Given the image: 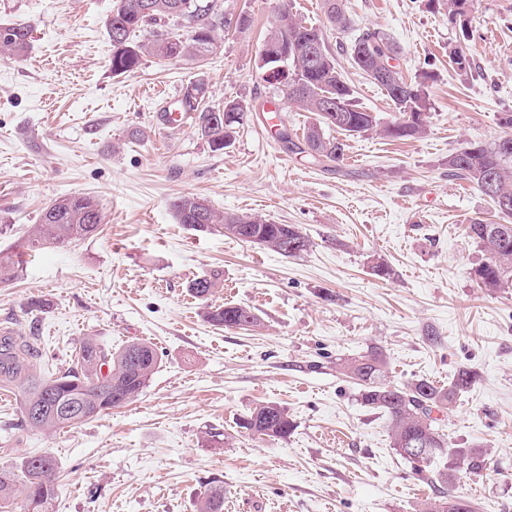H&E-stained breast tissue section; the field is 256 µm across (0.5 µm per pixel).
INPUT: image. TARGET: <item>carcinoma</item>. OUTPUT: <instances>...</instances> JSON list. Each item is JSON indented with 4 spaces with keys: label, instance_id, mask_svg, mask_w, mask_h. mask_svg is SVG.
<instances>
[{
    "label": "carcinoma",
    "instance_id": "carcinoma-1",
    "mask_svg": "<svg viewBox=\"0 0 512 512\" xmlns=\"http://www.w3.org/2000/svg\"><path fill=\"white\" fill-rule=\"evenodd\" d=\"M322 8L330 26L344 31L351 25L341 0H322ZM197 22L198 34L177 33L171 22ZM228 22L216 0H119L106 24L112 43L111 68L116 76L136 69L143 57L158 59H200L211 52L220 32ZM148 30L150 38L133 41L136 33ZM32 30L22 24L0 23V58L22 57L30 46ZM274 45L288 53L289 82L286 98L305 112L316 116L315 122L304 128L301 143L292 140L286 124L278 132L289 149L309 152L314 160L330 167L343 160L345 144L326 135L331 129L345 136L381 132L393 139L417 137L425 133L424 122L418 116L430 109L426 82L428 71L414 81L406 80L392 61L400 50L385 33L369 28L363 30L349 47L354 65L386 92L399 117L390 124L380 125L373 112L360 109L354 101V91L336 68V58L322 30L298 22L293 14L282 11L263 46ZM195 103L186 102L182 95L181 110L197 134L212 151H222L235 139L250 108L229 101L231 111L238 114L229 127H224V111L202 105L206 96L204 84H193ZM495 182L489 195L502 222L489 224L475 220L466 225V233L479 248L483 258L469 271L471 279L491 292L512 288V149H503L496 141L486 145L469 143L448 154V177L474 184L485 191L486 177ZM179 224L198 232L220 231L228 237L249 242L242 228L259 233L270 247L292 257L308 250L310 240L293 224H273L269 221L219 213L195 196H182L170 204ZM104 216L98 203L85 196H64L47 205L26 237L31 250L64 248L100 231ZM21 263L0 253V285L20 278ZM219 286V274L213 272L193 281L192 294L207 300ZM206 320L225 328L250 327L257 323L252 310L244 305H211ZM29 348L16 345L11 338L0 337V380L15 383L21 390L20 415L23 426L41 432H53L85 423L100 414L136 400L148 386L159 366L157 352L149 342L137 340L118 349H110L94 336H86L76 348L71 364L49 377L29 373ZM351 378L361 386L363 404L382 410L388 417L392 447L414 465L430 483L447 484L456 473L464 471L479 475L487 466L482 448L455 447L440 426L443 413L477 379L469 368L459 369L448 385L437 386L420 378L395 384L388 379V366L383 353L372 349L344 365ZM74 402L84 408L83 414L62 419L56 406ZM240 427L260 437L285 438L293 429L288 412L280 405L266 402L256 405L240 422ZM421 437L428 442L431 453L423 461L404 451L408 441ZM57 462L50 456L28 458L17 470H0V505L19 504L20 512H50L56 495ZM197 512H224V486L216 484L197 504ZM422 512H456L454 499L445 495L423 504Z\"/></svg>",
    "mask_w": 512,
    "mask_h": 512
}]
</instances>
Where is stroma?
Returning a JSON list of instances; mask_svg holds the SVG:
<instances>
[{"label": "stroma", "mask_w": 512, "mask_h": 512, "mask_svg": "<svg viewBox=\"0 0 512 512\" xmlns=\"http://www.w3.org/2000/svg\"><path fill=\"white\" fill-rule=\"evenodd\" d=\"M115 0H0V22L31 25L28 52L0 59V250L20 242L41 209L82 194L101 231L64 249L23 255L0 286V334L37 352L34 375L65 369L83 337L107 346L142 339L161 364L139 399L47 434L22 427L21 392L0 404V467L56 459L53 512H196L211 484L224 512H420L438 496L390 443L388 418L365 406L342 366L382 348L389 377L448 384L478 379L443 416L452 444L488 451L482 478L451 496L476 512H512V288L488 292L468 275L481 259L464 227L499 221L489 197L448 176L449 153L512 136V0H470L465 23L446 0H343L352 25L330 29L321 0H219L245 12L202 59L147 56L116 76L106 22ZM324 29L363 110L397 117L384 90L356 69L354 38L377 28L398 45L406 79L435 78L423 136L346 138L333 169L274 136L280 115L302 133L311 113L263 78L259 46L282 9ZM472 63L458 76L449 50ZM206 105H276L249 113L234 143L212 151L192 124L171 127L187 85ZM193 195L216 211L293 224L311 241L286 257L266 246L176 223L170 204ZM392 274H375V262ZM220 272L213 300L248 306L257 326L217 328L188 286ZM47 300L31 311L30 299ZM274 402L294 423L262 440L239 422Z\"/></svg>", "instance_id": "1"}]
</instances>
